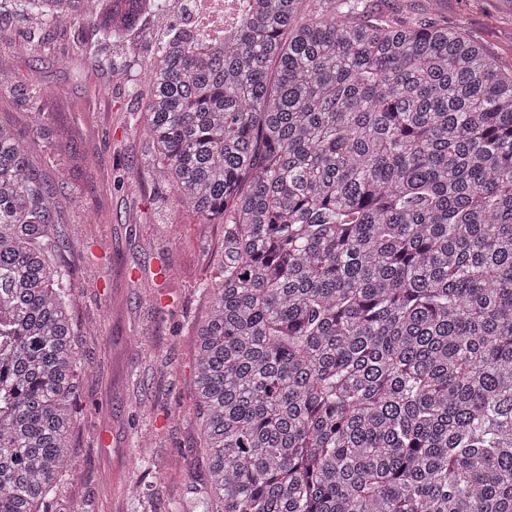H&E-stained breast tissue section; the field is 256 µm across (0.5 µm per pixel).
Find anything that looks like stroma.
<instances>
[{
	"mask_svg": "<svg viewBox=\"0 0 512 512\" xmlns=\"http://www.w3.org/2000/svg\"><path fill=\"white\" fill-rule=\"evenodd\" d=\"M372 11L420 17L463 31L512 67V0H369ZM174 11L149 14L120 49L122 80L92 54V24L29 26L0 0V124L26 137L30 155L59 194L54 232L76 291L72 317L87 367L71 454L59 485L79 512H192L206 478L192 419L195 328L208 312L199 285L223 260L224 227L175 206L148 171L154 151L135 135L145 102L129 88L147 50L174 28ZM53 92L55 120L30 138L33 84Z\"/></svg>",
	"mask_w": 512,
	"mask_h": 512,
	"instance_id": "stroma-1",
	"label": "stroma"
}]
</instances>
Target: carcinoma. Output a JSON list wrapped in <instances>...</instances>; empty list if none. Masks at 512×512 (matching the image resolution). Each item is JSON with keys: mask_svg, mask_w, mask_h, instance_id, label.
Returning <instances> with one entry per match:
<instances>
[{"mask_svg": "<svg viewBox=\"0 0 512 512\" xmlns=\"http://www.w3.org/2000/svg\"><path fill=\"white\" fill-rule=\"evenodd\" d=\"M165 0H17L99 45ZM368 0H250L130 88L224 225L192 385L200 512H512V68ZM31 135L52 120L38 88ZM54 187L0 127V512H56L84 366Z\"/></svg>", "mask_w": 512, "mask_h": 512, "instance_id": "carcinoma-1", "label": "carcinoma"}]
</instances>
